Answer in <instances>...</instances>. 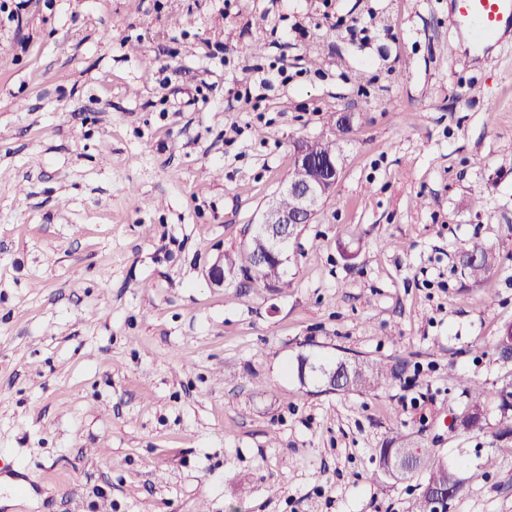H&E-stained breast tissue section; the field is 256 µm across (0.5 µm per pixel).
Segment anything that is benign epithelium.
<instances>
[{
    "mask_svg": "<svg viewBox=\"0 0 512 512\" xmlns=\"http://www.w3.org/2000/svg\"><path fill=\"white\" fill-rule=\"evenodd\" d=\"M296 165L315 171L313 178L298 182L289 179L280 187V194L291 195L296 200L295 209L284 210L278 201H269L255 224L254 235L266 241L265 250L255 259V268L260 271L270 264L285 266L288 252L297 244V229L302 224L315 220L323 198L332 191L338 173V157L315 158L299 146L295 155ZM349 377L348 367L335 366L326 371L324 383L332 390L342 386ZM389 469L397 474H408L415 469L416 449L407 445L395 448L387 455ZM429 506L433 512H450L453 498L446 488L429 486L425 489Z\"/></svg>",
    "mask_w": 512,
    "mask_h": 512,
    "instance_id": "benign-epithelium-1",
    "label": "benign epithelium"
}]
</instances>
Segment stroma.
<instances>
[{
	"label": "stroma",
	"instance_id": "1",
	"mask_svg": "<svg viewBox=\"0 0 512 512\" xmlns=\"http://www.w3.org/2000/svg\"><path fill=\"white\" fill-rule=\"evenodd\" d=\"M448 3L25 0L0 23V512H407L417 480L377 473L395 438L459 466L452 512H512L496 402L456 431L448 388L512 381V36L459 50ZM328 134L290 287L211 286ZM475 242L500 255L479 284ZM302 355L398 378L326 392ZM372 364L374 371L372 373H366V375H359L352 386L344 392L368 394L375 393L390 386L391 382L396 377L394 371H389L386 364Z\"/></svg>",
	"mask_w": 512,
	"mask_h": 512
}]
</instances>
